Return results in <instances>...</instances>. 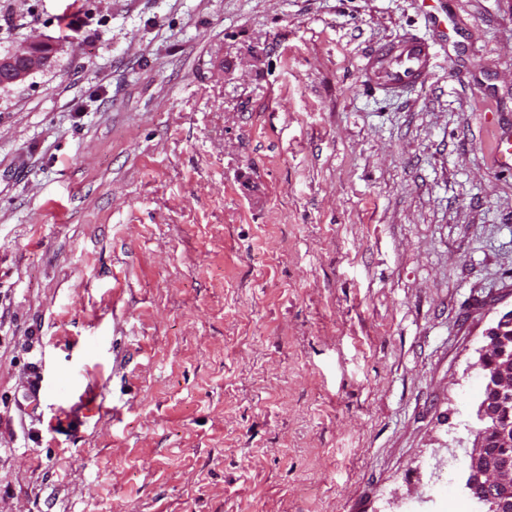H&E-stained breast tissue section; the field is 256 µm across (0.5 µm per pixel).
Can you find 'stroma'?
I'll return each mask as SVG.
<instances>
[{
    "label": "stroma",
    "mask_w": 512,
    "mask_h": 512,
    "mask_svg": "<svg viewBox=\"0 0 512 512\" xmlns=\"http://www.w3.org/2000/svg\"><path fill=\"white\" fill-rule=\"evenodd\" d=\"M0 0V512H448L512 312V0ZM418 88L365 80L399 33ZM86 384L102 412L63 426ZM437 52L434 44L412 34L385 42L370 52L365 63L367 82L395 93L423 85L433 74ZM53 52L51 43L35 40L0 58V87L17 83L40 68L50 60Z\"/></svg>",
    "instance_id": "stroma-1"
}]
</instances>
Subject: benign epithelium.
Masks as SVG:
<instances>
[{"label":"benign epithelium","instance_id":"1","mask_svg":"<svg viewBox=\"0 0 512 512\" xmlns=\"http://www.w3.org/2000/svg\"><path fill=\"white\" fill-rule=\"evenodd\" d=\"M52 52L51 43L35 40L0 58V87L44 67ZM478 365L483 395L478 428L465 452V487L476 494L483 512H512V313L486 332Z\"/></svg>","mask_w":512,"mask_h":512}]
</instances>
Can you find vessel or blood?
<instances>
[{"label":"vessel or blood","mask_w":512,"mask_h":512,"mask_svg":"<svg viewBox=\"0 0 512 512\" xmlns=\"http://www.w3.org/2000/svg\"><path fill=\"white\" fill-rule=\"evenodd\" d=\"M436 58L434 44L407 34L370 52L365 77L370 85L395 93L424 84L433 74Z\"/></svg>","instance_id":"b4317fda"}]
</instances>
